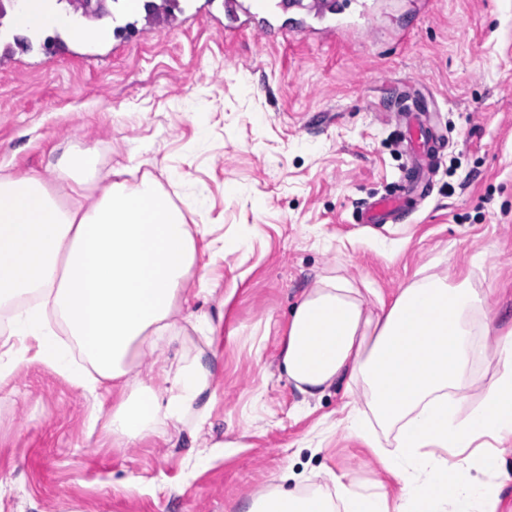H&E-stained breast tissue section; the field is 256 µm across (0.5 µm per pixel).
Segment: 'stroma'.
Here are the masks:
<instances>
[{
    "label": "stroma",
    "mask_w": 512,
    "mask_h": 512,
    "mask_svg": "<svg viewBox=\"0 0 512 512\" xmlns=\"http://www.w3.org/2000/svg\"><path fill=\"white\" fill-rule=\"evenodd\" d=\"M355 38L281 5L279 28L224 40V0H182L161 32L114 52L112 15L58 6L74 40L0 51V176L64 182L50 163L88 147L101 171L152 175L200 226L179 325L207 317L211 402L169 441L90 431L100 387L35 361L0 388V512H243L286 468L321 485L385 481L371 450L336 428L344 386L303 400L281 368L291 311L323 276L364 289L367 308L417 272H471L512 320V0H367ZM448 141L428 197L396 223L355 212L410 174L394 113L403 98ZM483 253L481 269L469 268Z\"/></svg>",
    "instance_id": "obj_1"
}]
</instances>
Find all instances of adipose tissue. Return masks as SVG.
Masks as SVG:
<instances>
[{
	"mask_svg": "<svg viewBox=\"0 0 512 512\" xmlns=\"http://www.w3.org/2000/svg\"><path fill=\"white\" fill-rule=\"evenodd\" d=\"M99 165L93 148L57 161L70 174L64 204L40 177H0V308H15L0 336V386L32 358L91 393L107 381L117 399L104 434L119 445L165 441L169 426L205 410L211 367L187 348L159 385L132 386V373L139 355L181 334L175 316L197 261L195 231L154 177L131 183L117 165L99 188ZM491 314L467 275L422 276L372 311L348 280L320 279L291 314L281 363L307 398L363 388L366 409L349 406L340 424L398 492L338 479L313 487L286 472L252 495L247 512H498L503 486L484 478L506 474L512 326L491 330ZM489 356L495 374L464 404L474 366ZM383 429L394 433L391 447Z\"/></svg>",
	"mask_w": 512,
	"mask_h": 512,
	"instance_id": "adipose-tissue-1",
	"label": "adipose tissue"
}]
</instances>
